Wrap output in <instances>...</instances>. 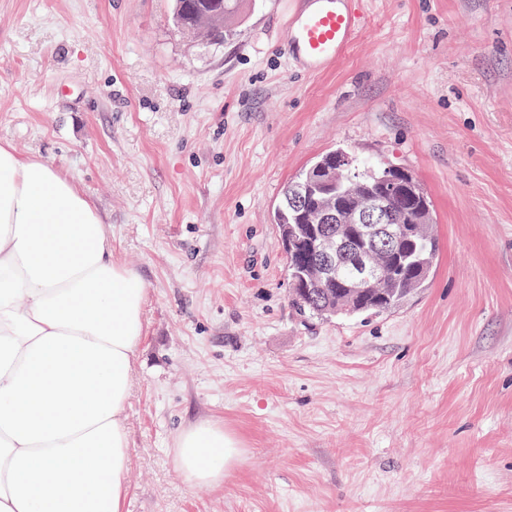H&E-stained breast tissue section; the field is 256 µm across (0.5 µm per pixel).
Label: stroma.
Returning a JSON list of instances; mask_svg holds the SVG:
<instances>
[{"label": "stroma", "mask_w": 512, "mask_h": 512, "mask_svg": "<svg viewBox=\"0 0 512 512\" xmlns=\"http://www.w3.org/2000/svg\"><path fill=\"white\" fill-rule=\"evenodd\" d=\"M290 0L235 36L171 0H0V141L95 204L147 290L124 512H512V0H362L335 67L295 70ZM343 150L411 171L440 257L380 317H299L280 191ZM212 421L223 484L172 448ZM174 462L191 487L219 485L240 456L237 441L212 422L183 430L172 448Z\"/></svg>", "instance_id": "stroma-1"}]
</instances>
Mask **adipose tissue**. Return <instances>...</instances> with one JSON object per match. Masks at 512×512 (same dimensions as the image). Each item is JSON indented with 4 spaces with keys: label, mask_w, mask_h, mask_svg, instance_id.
<instances>
[{
    "label": "adipose tissue",
    "mask_w": 512,
    "mask_h": 512,
    "mask_svg": "<svg viewBox=\"0 0 512 512\" xmlns=\"http://www.w3.org/2000/svg\"><path fill=\"white\" fill-rule=\"evenodd\" d=\"M146 296L77 186L0 142V512H123ZM172 454L195 487L222 484L240 450L201 422Z\"/></svg>",
    "instance_id": "obj_1"
}]
</instances>
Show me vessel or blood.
<instances>
[{
	"instance_id": "obj_1",
	"label": "vessel or blood",
	"mask_w": 512,
	"mask_h": 512,
	"mask_svg": "<svg viewBox=\"0 0 512 512\" xmlns=\"http://www.w3.org/2000/svg\"><path fill=\"white\" fill-rule=\"evenodd\" d=\"M359 0H302L288 18L284 47L304 72L319 74L336 64L363 28Z\"/></svg>"
}]
</instances>
